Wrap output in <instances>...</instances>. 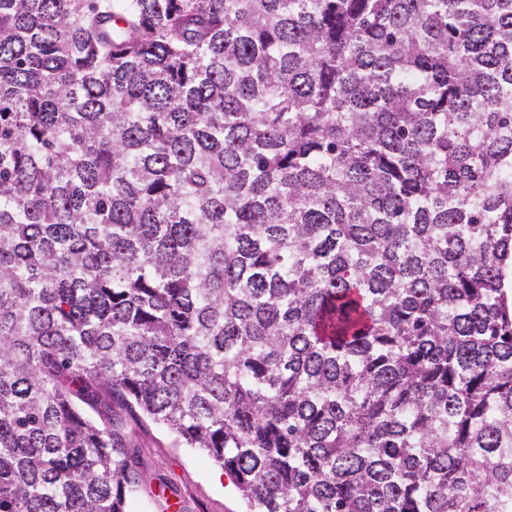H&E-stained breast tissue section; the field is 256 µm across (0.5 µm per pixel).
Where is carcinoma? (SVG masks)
<instances>
[{"instance_id": "cac0c4a2", "label": "carcinoma", "mask_w": 512, "mask_h": 512, "mask_svg": "<svg viewBox=\"0 0 512 512\" xmlns=\"http://www.w3.org/2000/svg\"><path fill=\"white\" fill-rule=\"evenodd\" d=\"M512 0H0V512H512ZM136 448L144 462L146 491L136 499L140 512H180L174 504L184 502L187 512H244L239 493L223 471L204 454L189 448H168L165 438L155 433L145 436L136 430ZM166 478L169 488L160 485L157 475ZM159 495V497H158ZM168 499L166 510L156 499Z\"/></svg>"}]
</instances>
